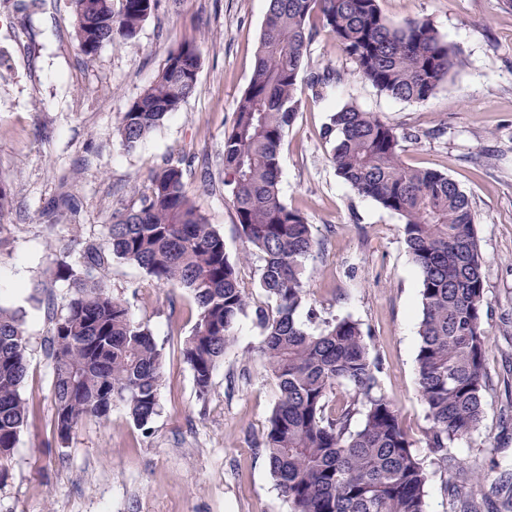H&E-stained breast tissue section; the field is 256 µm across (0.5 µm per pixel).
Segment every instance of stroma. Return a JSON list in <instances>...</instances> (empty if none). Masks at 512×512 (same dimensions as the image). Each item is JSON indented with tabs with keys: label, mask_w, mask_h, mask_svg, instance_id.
Instances as JSON below:
<instances>
[{
	"label": "stroma",
	"mask_w": 512,
	"mask_h": 512,
	"mask_svg": "<svg viewBox=\"0 0 512 512\" xmlns=\"http://www.w3.org/2000/svg\"><path fill=\"white\" fill-rule=\"evenodd\" d=\"M389 19H431L457 46L463 66L421 103L380 93L325 31L310 65L345 73L321 100L304 101L280 151V194L312 226L317 249L306 260L307 300L298 319L311 332L349 318L371 335L382 362L378 389L400 410L414 450L432 477L427 512H501L512 491V8L503 0H380ZM266 0H156L135 42L103 46L84 63L73 40L69 0H0V181L11 209L0 219V305L19 311L30 413L5 471L0 512H290L262 450L277 388L259 353L255 310L263 260L252 253L239 275L253 310L236 321L234 343L199 398L183 344L198 319L182 288L156 287L146 272L113 260L109 290L146 324L165 362L161 409L149 429L122 406L108 421L88 420L66 444L53 437L51 316H63L69 281L50 279L59 261L76 263L79 242L107 239L113 210L138 205L150 174L194 158L187 187L223 237L230 258L243 250L224 194V134L255 60ZM196 41L203 54L196 90L179 112L125 151L112 132L130 100L150 85L169 52ZM357 105L403 128L443 129L407 140L403 162L438 170L470 197L484 259L486 387L477 431L448 447L438 469L426 445V407L417 390L420 276L399 217L358 195L336 174L323 137L329 116Z\"/></svg>",
	"instance_id": "1"
}]
</instances>
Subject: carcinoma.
I'll return each mask as SVG.
<instances>
[{
  "instance_id": "1",
  "label": "carcinoma",
  "mask_w": 512,
  "mask_h": 512,
  "mask_svg": "<svg viewBox=\"0 0 512 512\" xmlns=\"http://www.w3.org/2000/svg\"><path fill=\"white\" fill-rule=\"evenodd\" d=\"M73 35L91 61L114 41L132 43L155 0H70ZM353 59L354 74L404 102H423L462 66L459 51L428 18L389 20L378 0H268L256 60L231 129L224 134V188L244 244L241 259L263 255L258 288L268 310L261 317L260 354L275 378L278 401L263 437L270 473L291 512H426L430 473L394 404L376 392L381 361L371 336L343 318L309 333L296 319L306 290L305 260L318 247L311 224L280 198V149L301 110L298 78L306 72L309 98L344 80L328 66L308 67L311 19ZM200 46L170 52L156 80L131 100L116 135L130 151L195 91ZM444 130H398L372 112L346 104L330 115L325 139L334 142L337 175L398 215L421 277L417 385L427 406V447L448 464V444L476 431L483 417L487 306L476 214L467 193L435 169L405 165L401 142L437 138ZM182 164L154 172L138 207L112 214L107 244L82 243L80 271L69 263L55 276L72 295L49 341L55 399L54 429L65 442L85 419L105 421L125 404L146 429L159 411L164 356L151 331L131 316L92 271L119 259L144 269L158 286L185 289L198 320L183 346L198 397L231 343V329L250 297L239 261L189 195ZM22 319L0 306V467L8 461L29 413L20 389L27 375ZM349 394L336 403L340 388ZM363 415L354 430L352 420Z\"/></svg>"
}]
</instances>
